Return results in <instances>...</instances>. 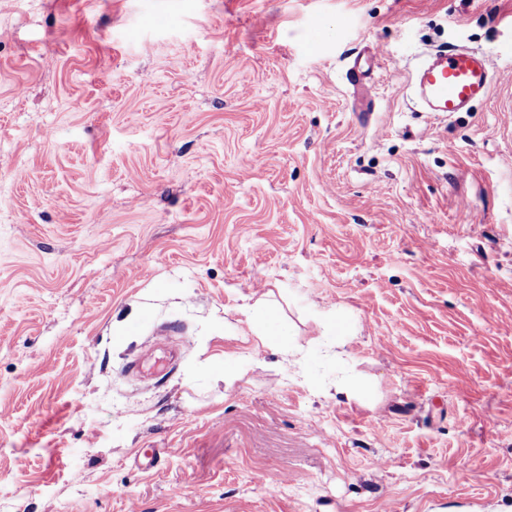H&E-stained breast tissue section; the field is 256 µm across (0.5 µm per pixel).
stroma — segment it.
<instances>
[{
  "mask_svg": "<svg viewBox=\"0 0 512 512\" xmlns=\"http://www.w3.org/2000/svg\"><path fill=\"white\" fill-rule=\"evenodd\" d=\"M0 512H512V0H0ZM417 86L426 112H466L475 100L490 93L491 69L477 51L439 50L419 67ZM247 324L259 336L262 342L276 340L286 341L288 336L276 311L268 305L255 303L246 305L242 310Z\"/></svg>",
  "mask_w": 512,
  "mask_h": 512,
  "instance_id": "obj_1",
  "label": "stroma"
}]
</instances>
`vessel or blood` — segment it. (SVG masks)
Returning <instances> with one entry per match:
<instances>
[{
    "instance_id": "1",
    "label": "vessel or blood",
    "mask_w": 512,
    "mask_h": 512,
    "mask_svg": "<svg viewBox=\"0 0 512 512\" xmlns=\"http://www.w3.org/2000/svg\"><path fill=\"white\" fill-rule=\"evenodd\" d=\"M417 86L426 111L440 114L464 112L475 100L490 93L491 69L479 52L440 50L419 67Z\"/></svg>"
}]
</instances>
